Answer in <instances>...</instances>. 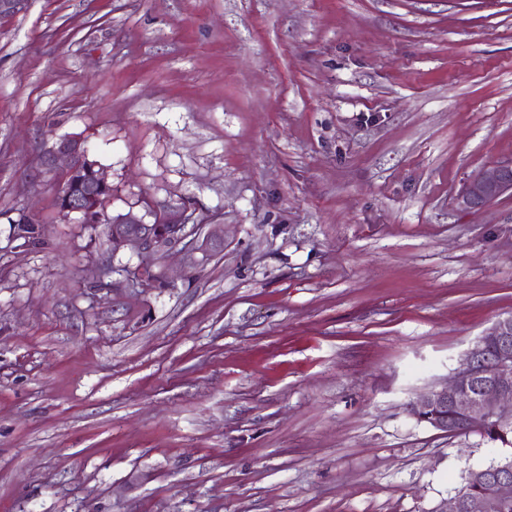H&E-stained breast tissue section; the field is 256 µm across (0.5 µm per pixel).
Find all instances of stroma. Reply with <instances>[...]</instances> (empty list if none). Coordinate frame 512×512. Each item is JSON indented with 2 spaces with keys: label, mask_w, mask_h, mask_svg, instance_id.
Returning <instances> with one entry per match:
<instances>
[{
  "label": "stroma",
  "mask_w": 512,
  "mask_h": 512,
  "mask_svg": "<svg viewBox=\"0 0 512 512\" xmlns=\"http://www.w3.org/2000/svg\"><path fill=\"white\" fill-rule=\"evenodd\" d=\"M192 202L205 251L57 206ZM512 0H31L0 18V512H444L497 449L410 418L512 313ZM40 235L19 238L23 215ZM57 160L65 162V174L68 182L85 187L80 194L60 191L58 195L60 211L67 216L79 215L85 224H98L101 213L97 206H91V204L94 200L100 199L99 193L112 189L100 169H96V163L89 160L85 141L74 135L60 138L53 147L47 165H53ZM111 195L112 191L98 200L100 208H103L104 203ZM505 193L512 194V161L473 175L463 190L461 202L469 208H481ZM189 207L171 209L166 217V224H147L143 216L133 212L107 218V239L111 253L128 250L140 260V281L154 283V273L151 268L157 256H161L176 244L182 242L187 234L185 228L191 221L193 213ZM146 272H152L147 277Z\"/></svg>",
  "instance_id": "obj_1"
}]
</instances>
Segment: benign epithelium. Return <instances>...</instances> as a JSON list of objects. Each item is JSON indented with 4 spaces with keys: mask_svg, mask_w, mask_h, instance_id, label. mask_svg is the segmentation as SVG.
<instances>
[{
    "mask_svg": "<svg viewBox=\"0 0 512 512\" xmlns=\"http://www.w3.org/2000/svg\"><path fill=\"white\" fill-rule=\"evenodd\" d=\"M30 0H0V18L27 11ZM62 160L66 178L84 187L82 193L61 192L60 211L80 216L85 224H97L101 213L92 202L100 193L111 190L96 163L89 160L85 141L74 135L60 138L47 165ZM512 194V162L478 172L471 177L461 195L469 208L484 207L500 196ZM189 207L169 211L166 223L153 226L133 212L108 219L107 239L110 251L128 250L140 260V281L155 282L147 276L156 257L163 255L186 238L185 228L191 221ZM408 416L448 436L461 431L490 427L496 431L512 430V314L498 317L468 348L459 368L448 378L446 386L419 396L406 405ZM477 483L493 488L489 500L473 498L457 491L448 500L444 512H489L493 503L512 501V460H506L489 472L474 474Z\"/></svg>",
    "mask_w": 512,
    "mask_h": 512,
    "instance_id": "obj_1",
    "label": "benign epithelium"
}]
</instances>
